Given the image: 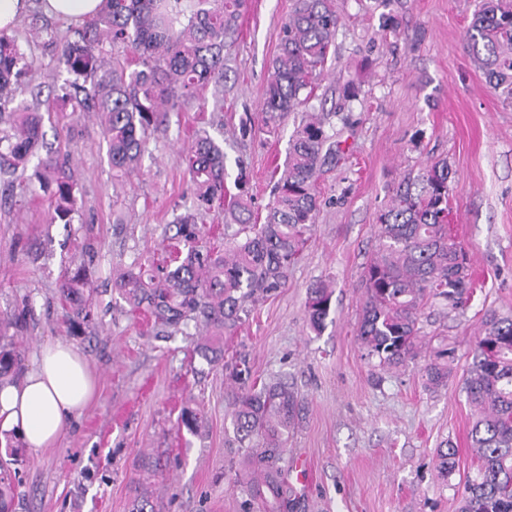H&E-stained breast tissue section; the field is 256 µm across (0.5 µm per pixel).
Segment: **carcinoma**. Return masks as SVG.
<instances>
[{
  "mask_svg": "<svg viewBox=\"0 0 512 512\" xmlns=\"http://www.w3.org/2000/svg\"><path fill=\"white\" fill-rule=\"evenodd\" d=\"M246 0H106L104 10L76 31V38L52 42L46 50L56 68L68 74L60 90L72 112L104 117L112 168L134 171L147 141L167 112L198 99L210 84L224 80V50L234 35ZM339 22L336 0H295L283 23L264 111L274 120L296 111L335 48ZM105 42L136 54L137 68L108 64ZM466 48L487 83L512 95V0H482L465 36ZM36 67L12 38L0 34V114L22 94L21 77ZM44 116L12 112L9 130H0V173L26 168L43 146ZM328 136L320 121L303 123L291 137L282 171L264 218L248 200L233 198L224 210L231 246L219 253L200 245L196 216L177 218L174 238L183 245L175 266L156 272L133 267L120 276L128 301L163 325L188 320L217 336L231 333L249 297L281 287L300 256L319 208L318 172ZM198 206L224 195V151L207 135H196L186 157ZM54 198L53 221L69 224L77 184L61 154H48L35 168ZM452 169L432 164L401 183L378 216L379 250L363 271L366 302L357 337L367 357L382 368L416 359L418 321L429 300L455 309L470 293L468 253L448 226ZM64 318L71 331L91 312V282L84 266L66 272L58 285ZM332 292L320 282L309 290L308 319L320 330L330 314ZM448 353L438 351L423 371L432 389L448 385ZM20 361L14 342L0 335V375ZM245 360L229 366L239 389L231 393L235 439L249 449L245 471L251 512H291L282 485L280 462L288 426L298 406L284 383L246 387ZM463 389L473 410L471 447L478 460L467 478L458 512H512V317L486 315ZM457 450L438 451V471L446 478ZM11 473L0 468V512H10Z\"/></svg>",
  "mask_w": 512,
  "mask_h": 512,
  "instance_id": "carcinoma-1",
  "label": "carcinoma"
}]
</instances>
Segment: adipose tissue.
<instances>
[{
	"label": "adipose tissue",
	"mask_w": 512,
	"mask_h": 512,
	"mask_svg": "<svg viewBox=\"0 0 512 512\" xmlns=\"http://www.w3.org/2000/svg\"><path fill=\"white\" fill-rule=\"evenodd\" d=\"M96 389V375L79 349L42 344L21 380L0 383V440L15 435L33 449L53 447Z\"/></svg>",
	"instance_id": "obj_1"
}]
</instances>
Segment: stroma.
<instances>
[{
    "mask_svg": "<svg viewBox=\"0 0 512 512\" xmlns=\"http://www.w3.org/2000/svg\"><path fill=\"white\" fill-rule=\"evenodd\" d=\"M478 2L336 0L335 56L307 105L273 124L264 93L294 0H247L226 51L223 108L215 109L210 86L199 104L168 113L129 175L113 170L97 114H72L50 93L66 75L46 55V37L19 20L12 35L38 63L29 81L43 88L33 107L58 115L43 130L70 155L78 211L65 225L52 220L50 194L0 200V332L21 352L12 380L41 344L60 341L86 356L99 391L54 447L35 450L13 436L0 443L14 512H130L141 496L156 512H246L245 452L234 440L226 370L241 355L250 383L282 382L299 397L281 462L292 512H457L477 465L462 383L485 313L512 316V97L487 85L466 49ZM386 14L396 30H384ZM312 113L339 147L320 169L315 226L286 282L246 302L223 338V360L207 362L195 327L155 323L126 302L115 278L134 264L159 266L169 224L195 211L184 161L195 131L223 148L229 194H247L261 211L291 135ZM441 159L454 172L450 230L469 255L474 293L455 310L429 305L419 357L385 371L357 340L363 270L378 251L377 218L393 191ZM77 255L92 274L93 306L72 336L57 288ZM321 281L332 299L317 332L306 302ZM441 349L452 374L447 387L430 389L422 367ZM185 408L202 414L197 433L178 427ZM449 445L457 464L445 479L437 451ZM299 462L308 473L302 483Z\"/></svg>",
    "mask_w": 512,
    "mask_h": 512,
    "instance_id": "obj_1",
    "label": "stroma"
}]
</instances>
